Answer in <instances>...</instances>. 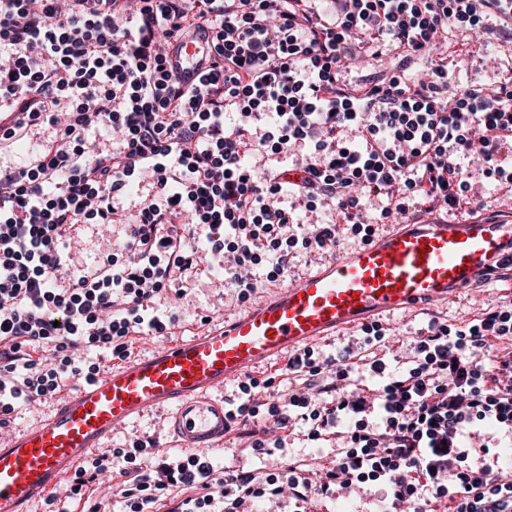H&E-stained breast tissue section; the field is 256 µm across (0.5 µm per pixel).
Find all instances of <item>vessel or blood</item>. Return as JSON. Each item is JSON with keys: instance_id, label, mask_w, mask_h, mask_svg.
<instances>
[{"instance_id": "vessel-or-blood-1", "label": "vessel or blood", "mask_w": 512, "mask_h": 512, "mask_svg": "<svg viewBox=\"0 0 512 512\" xmlns=\"http://www.w3.org/2000/svg\"><path fill=\"white\" fill-rule=\"evenodd\" d=\"M208 39L201 32L170 49L186 80L198 76V53ZM510 256L512 224L441 216L398 224L288 281L229 324L112 366L93 382H74L51 417L0 445V512H31L115 428L150 407H172L177 445H221L224 404L213 390L375 315L447 302Z\"/></svg>"}]
</instances>
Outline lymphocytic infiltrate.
I'll return each mask as SVG.
<instances>
[{"label":"lymphocytic infiltrate","mask_w":512,"mask_h":512,"mask_svg":"<svg viewBox=\"0 0 512 512\" xmlns=\"http://www.w3.org/2000/svg\"><path fill=\"white\" fill-rule=\"evenodd\" d=\"M319 2L0 0V429L103 372L85 351L122 361L135 337L171 335L179 317L161 307L202 273V253L243 303L287 280L296 254L473 211V172L512 196V84L450 92L435 54L492 11L511 40L512 0ZM200 31L211 43L189 84L166 48ZM383 55L387 72L349 79ZM33 139L23 165L4 164ZM300 209L321 218L299 222ZM92 224L118 228V245L74 268L68 248ZM394 340L364 323L225 398L224 431L246 450L273 454L298 432L333 449L326 465L220 468L138 438L95 454L48 512L100 481L121 512H326L342 491L377 498L375 512H512V478L484 438L512 441V301L459 325L430 317L400 356Z\"/></svg>","instance_id":"f902f5d3"}]
</instances>
